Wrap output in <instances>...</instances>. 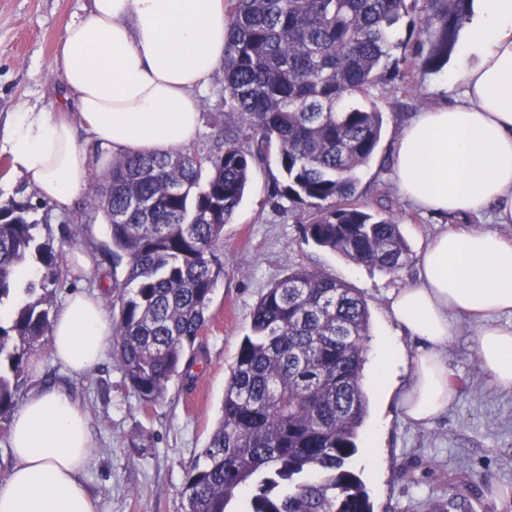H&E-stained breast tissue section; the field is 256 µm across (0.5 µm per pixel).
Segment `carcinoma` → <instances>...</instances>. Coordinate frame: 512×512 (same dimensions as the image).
Wrapping results in <instances>:
<instances>
[{
	"label": "carcinoma",
	"mask_w": 512,
	"mask_h": 512,
	"mask_svg": "<svg viewBox=\"0 0 512 512\" xmlns=\"http://www.w3.org/2000/svg\"><path fill=\"white\" fill-rule=\"evenodd\" d=\"M225 2L224 131L214 150L115 155L89 176L93 189L106 184L94 193L112 240L100 263L127 265L107 294L113 357L145 411L173 379L191 388L199 378L200 336L224 277L216 248L256 161L276 156L285 185L273 196L300 205L306 239L357 265L401 268L409 248L400 222L358 194L383 115L352 100L386 77L409 90L419 71L442 66L472 0H423L403 39L396 27L418 0ZM37 227L26 204L0 205V304L33 297L0 323V358L11 372H0V416L25 381V354L49 333V295L61 277ZM22 266L38 276L19 281ZM369 328L365 298L335 277L296 269L267 288L250 312L204 464L186 473L184 512H226L238 494L249 495L246 512H374L349 466L368 412Z\"/></svg>",
	"instance_id": "carcinoma-1"
}]
</instances>
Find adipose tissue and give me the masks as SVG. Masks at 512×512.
<instances>
[{"label": "adipose tissue", "instance_id": "obj_1", "mask_svg": "<svg viewBox=\"0 0 512 512\" xmlns=\"http://www.w3.org/2000/svg\"><path fill=\"white\" fill-rule=\"evenodd\" d=\"M224 0H90L53 61L61 115L24 112L0 134L14 171L57 211L74 207L92 162L186 149L198 132L195 94L224 61ZM455 78L461 102L418 113L394 147L400 193L440 215L493 211L512 224V0H476ZM388 317L415 349L375 344L370 386L402 418L426 425L456 390L444 351L456 320L476 326V353L493 386L512 391V238L449 229L429 242L418 281L391 296ZM57 359L91 367L112 343L101 299L73 295L50 329ZM15 460L0 512H94L81 474L96 446L84 411L61 387L32 392L9 430Z\"/></svg>", "mask_w": 512, "mask_h": 512}]
</instances>
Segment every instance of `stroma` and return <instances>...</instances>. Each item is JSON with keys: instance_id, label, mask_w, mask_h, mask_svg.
Here are the masks:
<instances>
[{"instance_id": "1", "label": "stroma", "mask_w": 512, "mask_h": 512, "mask_svg": "<svg viewBox=\"0 0 512 512\" xmlns=\"http://www.w3.org/2000/svg\"><path fill=\"white\" fill-rule=\"evenodd\" d=\"M89 0H0V127L28 109L56 111L61 78L53 68L65 25L82 18ZM458 56L442 67L418 75L411 91L381 85L371 98L383 114L379 150L359 173L358 192L369 207L381 198L392 203L409 244L408 259L387 274L351 263L307 241L294 216L274 206L271 191L282 173L276 157L254 164L249 186L218 253L224 277L212 296L209 321L201 335L207 363L197 387L188 392L170 385L161 402L142 412L137 395L125 384L111 354L80 375L55 359L50 339L25 359L28 379L15 396L23 401L33 390L68 389L85 410L97 455L83 474L95 512H183L182 491L187 470L198 462L224 399V387L242 337L249 331V313L268 286L294 269L323 272L356 288L370 312V335H395L388 316L391 296L413 284L422 252L438 233L450 229L447 217L426 214L424 223L410 222L415 207L394 182V142L417 112L439 103H454L460 84L447 77L458 70ZM223 74L215 72L198 91L200 130L189 151L207 153L223 119ZM28 201L43 237L52 239L63 275L54 289L53 310L78 291L105 293L112 279H124L117 268L109 279L81 275L76 253H101L111 245L108 226L94 210L89 193H81L73 210L56 213L40 200L26 178L12 172L8 155L0 153V203ZM458 386L451 408L431 425L405 421L394 403L368 391V415L386 420L381 457L371 464L358 452L351 467L364 480L374 512H446L448 493L468 498L472 512H512V391L493 387L475 352V327L459 322L445 352ZM145 434L151 446L137 456L130 439ZM489 493L476 496V485Z\"/></svg>"}]
</instances>
